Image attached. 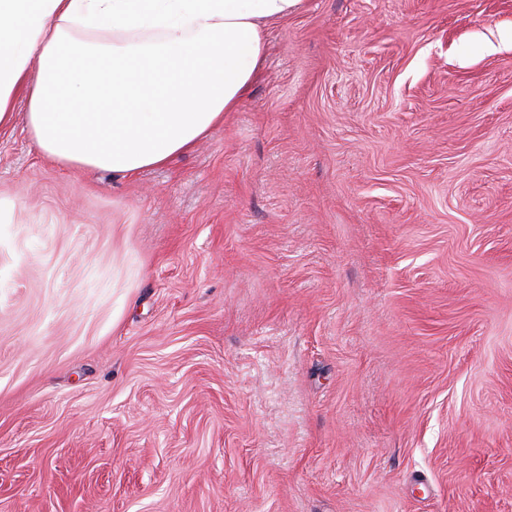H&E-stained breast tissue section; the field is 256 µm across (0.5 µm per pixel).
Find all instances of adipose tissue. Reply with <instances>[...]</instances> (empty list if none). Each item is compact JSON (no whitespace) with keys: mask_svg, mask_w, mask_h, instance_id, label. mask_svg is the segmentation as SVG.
Masks as SVG:
<instances>
[{"mask_svg":"<svg viewBox=\"0 0 512 512\" xmlns=\"http://www.w3.org/2000/svg\"><path fill=\"white\" fill-rule=\"evenodd\" d=\"M302 0H0V128L17 97L40 151L115 174L159 168L236 111L264 22Z\"/></svg>","mask_w":512,"mask_h":512,"instance_id":"1","label":"adipose tissue"}]
</instances>
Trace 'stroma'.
<instances>
[{
  "instance_id": "obj_1",
  "label": "stroma",
  "mask_w": 512,
  "mask_h": 512,
  "mask_svg": "<svg viewBox=\"0 0 512 512\" xmlns=\"http://www.w3.org/2000/svg\"><path fill=\"white\" fill-rule=\"evenodd\" d=\"M164 168L0 129V512H512V0H303Z\"/></svg>"
}]
</instances>
